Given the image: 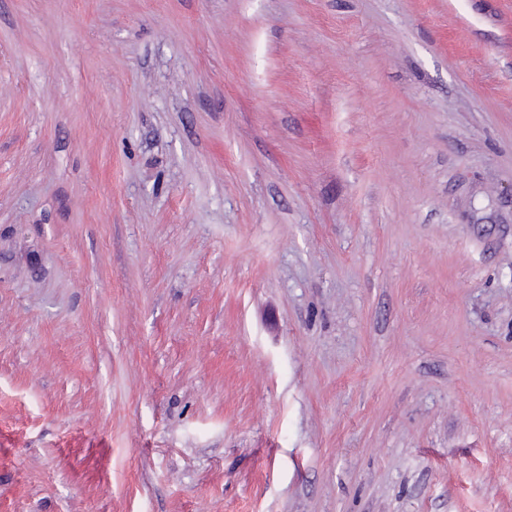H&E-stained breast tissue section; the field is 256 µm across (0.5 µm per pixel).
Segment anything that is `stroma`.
Wrapping results in <instances>:
<instances>
[{
  "instance_id": "obj_1",
  "label": "stroma",
  "mask_w": 512,
  "mask_h": 512,
  "mask_svg": "<svg viewBox=\"0 0 512 512\" xmlns=\"http://www.w3.org/2000/svg\"><path fill=\"white\" fill-rule=\"evenodd\" d=\"M0 512H512V0H0Z\"/></svg>"
}]
</instances>
